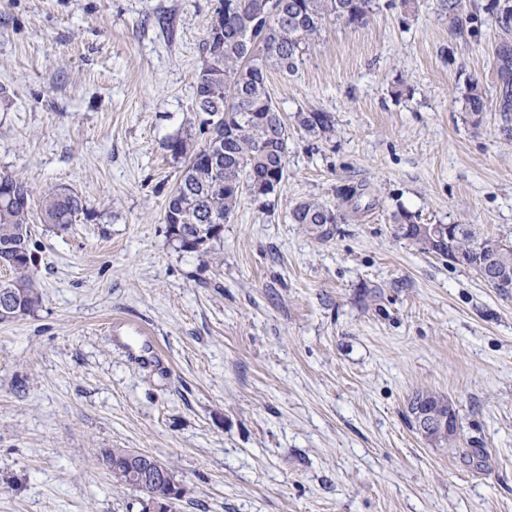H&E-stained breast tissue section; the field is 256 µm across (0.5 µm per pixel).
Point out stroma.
<instances>
[{
	"label": "stroma",
	"mask_w": 512,
	"mask_h": 512,
	"mask_svg": "<svg viewBox=\"0 0 512 512\" xmlns=\"http://www.w3.org/2000/svg\"><path fill=\"white\" fill-rule=\"evenodd\" d=\"M504 2L470 0L460 26L441 0L327 19L267 78L284 182L242 192L210 258L164 222L183 172L166 144L205 141L218 0H0V173L87 207L35 225L42 301L0 322V512H149L106 468L115 448L170 466L169 512H512V295L396 231L408 214L512 242ZM358 183L364 213L341 197ZM310 198L346 215L328 240L291 220ZM418 392L455 405L456 445L412 428ZM297 123L304 130L312 133L326 134L333 130L334 119L328 112H303L297 113Z\"/></svg>",
	"instance_id": "35a3bbf8"
}]
</instances>
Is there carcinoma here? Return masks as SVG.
<instances>
[{"instance_id": "cac0c4a2", "label": "carcinoma", "mask_w": 512, "mask_h": 512, "mask_svg": "<svg viewBox=\"0 0 512 512\" xmlns=\"http://www.w3.org/2000/svg\"><path fill=\"white\" fill-rule=\"evenodd\" d=\"M372 0H236L233 15L221 14L220 29L210 27L201 45V64L195 79V108L213 118L218 126L205 145L196 147L186 132L167 141L166 149L176 159L187 161L180 182L168 197L164 223L179 248L188 253L208 255L221 234L212 231L215 220L235 208L239 193L248 187L258 193L262 178L284 180L288 123L267 93L270 69L291 74L310 42L320 33L325 19L334 16L349 24L366 20ZM443 8L460 25L465 0H442ZM466 106L473 123L481 121L485 102L478 82L471 81ZM303 129L318 134L333 130L328 112L297 113ZM367 189L347 186L343 200L354 210L361 205ZM328 206L308 199L291 213L295 224H314ZM39 220L60 230L75 223L84 213L82 198L67 187L35 195L27 183L0 175V261L7 263L12 278L0 280V294L16 298L13 311L0 322L14 321L31 312L41 301L30 277L36 263L31 249L33 211ZM459 244L472 252L494 259L493 266L512 271V243L483 235L471 224H456Z\"/></svg>"}]
</instances>
